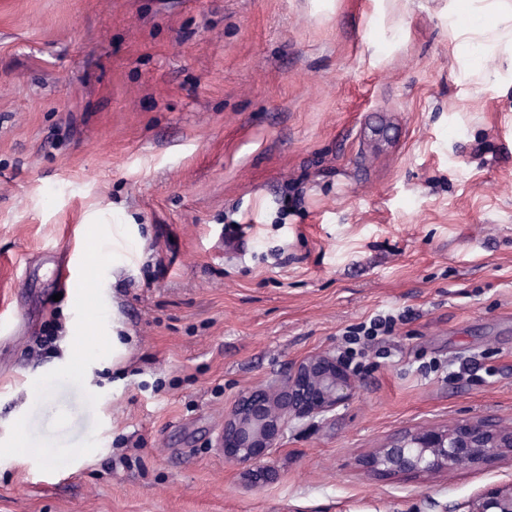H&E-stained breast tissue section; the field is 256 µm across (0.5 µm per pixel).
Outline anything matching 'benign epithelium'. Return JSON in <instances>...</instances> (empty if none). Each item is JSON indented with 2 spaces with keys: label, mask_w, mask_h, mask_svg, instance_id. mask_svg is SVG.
Wrapping results in <instances>:
<instances>
[{
  "label": "benign epithelium",
  "mask_w": 512,
  "mask_h": 512,
  "mask_svg": "<svg viewBox=\"0 0 512 512\" xmlns=\"http://www.w3.org/2000/svg\"><path fill=\"white\" fill-rule=\"evenodd\" d=\"M355 378L336 355L322 353L291 368L265 388L248 391L225 415L215 447L231 462L261 467L266 449L280 431L295 421L324 417L347 403ZM512 453V428L489 419L459 422L447 429L404 431L367 459V468L381 476L433 478ZM468 512H512V484L478 494Z\"/></svg>",
  "instance_id": "7a95c632"
}]
</instances>
